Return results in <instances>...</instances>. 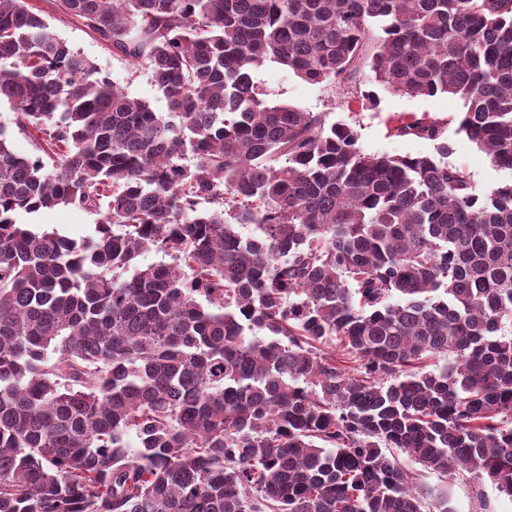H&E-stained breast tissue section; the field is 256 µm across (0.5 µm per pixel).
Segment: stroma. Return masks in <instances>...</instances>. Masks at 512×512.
I'll use <instances>...</instances> for the list:
<instances>
[{
	"mask_svg": "<svg viewBox=\"0 0 512 512\" xmlns=\"http://www.w3.org/2000/svg\"><path fill=\"white\" fill-rule=\"evenodd\" d=\"M31 3L56 28L63 40L92 59L117 87L130 97L148 102L155 111L166 112V101L146 70L113 55L111 49L101 44L86 27L62 15L55 0H31ZM253 77L263 86L272 102L288 103L305 112H322L327 122L342 121L351 125L357 131L359 145L365 153L434 154L433 142L396 136L393 128L400 122L416 118L437 120L445 124V136L451 146L449 163L466 170L477 190H485L512 178V172L493 167L483 151L465 135L458 133L455 119L462 110V103L456 98L444 94L410 97L381 90L376 91L378 101L372 105L360 96L361 91L373 89L371 81H363L357 89L312 85L272 61L256 68ZM99 220V214L76 206L44 209L27 217L28 223L57 230L75 239L94 235ZM405 466L421 484L431 488L449 487L458 512H476L478 505L474 499V484L470 475L446 476L423 469L410 460L406 461Z\"/></svg>",
	"mask_w": 512,
	"mask_h": 512,
	"instance_id": "1",
	"label": "stroma"
}]
</instances>
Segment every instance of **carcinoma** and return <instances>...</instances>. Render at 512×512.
<instances>
[{
	"label": "carcinoma",
	"instance_id": "1",
	"mask_svg": "<svg viewBox=\"0 0 512 512\" xmlns=\"http://www.w3.org/2000/svg\"><path fill=\"white\" fill-rule=\"evenodd\" d=\"M60 8L168 112L0 0V101L45 142L0 126V512H456L402 454L512 500V180L477 191L436 121L395 129L434 155L365 153L252 77L457 97L512 172V0ZM70 204L95 235L20 220ZM13 110L6 101L0 102V124L8 127L11 133L12 149L21 155H32L36 153V139L43 143L36 132L18 133L11 124Z\"/></svg>",
	"mask_w": 512,
	"mask_h": 512
}]
</instances>
